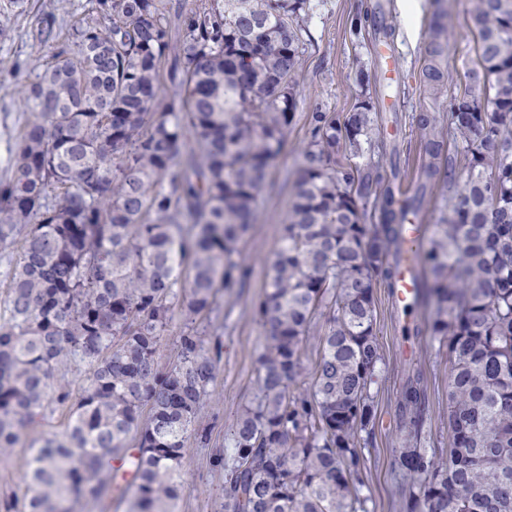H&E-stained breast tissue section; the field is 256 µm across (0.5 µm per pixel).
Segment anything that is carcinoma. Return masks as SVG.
<instances>
[{
  "mask_svg": "<svg viewBox=\"0 0 512 512\" xmlns=\"http://www.w3.org/2000/svg\"><path fill=\"white\" fill-rule=\"evenodd\" d=\"M470 0L477 38L452 140L420 114L415 194L398 197L368 158L380 131L371 102L311 113L264 297L265 343L254 399L225 438V512H370L362 493L384 362L374 288H396L406 224L427 191L448 187L414 303L453 356L451 448L426 447V394L407 379L398 401L399 512H512V9ZM311 0H196L173 39L162 0H94L64 38L37 22L50 61L18 77L30 111L0 181L3 272L0 454L46 409L66 433L37 449L24 512H76L112 490L109 458L131 461L129 512H175L185 444L222 345L195 327L252 268L237 243L253 224L295 116L296 73ZM425 91L443 93L445 27L429 31ZM179 42L167 78L161 69ZM487 83L480 84V77ZM482 85L480 94L473 87ZM469 156L458 178L448 143ZM186 323L159 365L175 309ZM310 384L302 350L317 313ZM83 372L79 389L68 375ZM136 440V447L130 440Z\"/></svg>",
  "mask_w": 512,
  "mask_h": 512,
  "instance_id": "carcinoma-1",
  "label": "carcinoma"
}]
</instances>
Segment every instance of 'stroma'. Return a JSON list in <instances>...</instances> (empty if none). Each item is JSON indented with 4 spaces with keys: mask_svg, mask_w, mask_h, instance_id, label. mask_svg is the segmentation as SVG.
I'll return each instance as SVG.
<instances>
[{
    "mask_svg": "<svg viewBox=\"0 0 512 512\" xmlns=\"http://www.w3.org/2000/svg\"><path fill=\"white\" fill-rule=\"evenodd\" d=\"M315 2L317 7L308 22L310 39L297 74L300 97L295 119L271 170L272 186L263 195L252 228L238 244L252 267V278L243 295H225L205 332L206 342L220 341L223 353L196 421L197 429L207 432L208 441L202 444L192 438L185 445L176 512H224V472L214 466L213 460L223 453L226 435L254 397L257 359L264 343L256 306L288 218L297 170L309 140L310 113H347L359 101L371 100L385 148L400 150V179L403 188L410 190L420 163L419 114L433 113L440 127H447L454 99L463 92L467 72L476 62L469 0H421L419 7L408 9L400 8L397 0ZM88 7V0H0V27L9 30L8 38L0 40V180L7 175L9 149L29 118L11 72L19 65L33 75L50 59L49 50L32 36L37 18L51 12L67 28L83 17ZM377 9L384 14L387 34L367 27L360 35L350 34L354 16ZM437 10L443 12L448 31V58L442 65L447 90L432 100L423 87L422 71L428 58V25ZM375 302L386 366L375 386V438L363 450L369 460L364 492L371 498L374 512H396L395 450L400 436L397 404L402 386L412 370H421L430 403L425 433L439 457H447L452 361L431 336L415 335L414 325L425 324L428 319L425 309L402 316L382 287L375 290ZM66 425L65 412L50 410L22 429L16 447L0 454V498H23L31 443L62 434Z\"/></svg>",
    "mask_w": 512,
    "mask_h": 512,
    "instance_id": "stroma-1",
    "label": "stroma"
}]
</instances>
